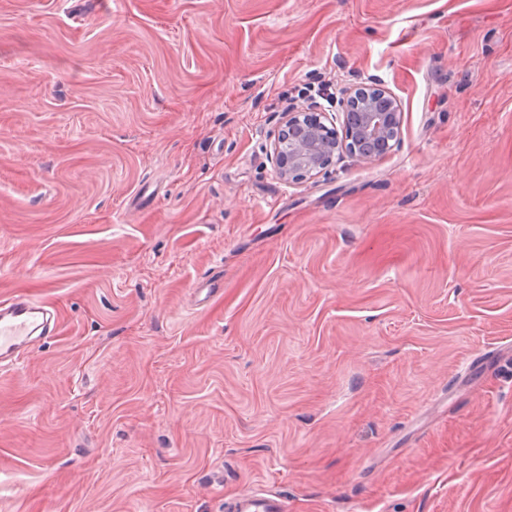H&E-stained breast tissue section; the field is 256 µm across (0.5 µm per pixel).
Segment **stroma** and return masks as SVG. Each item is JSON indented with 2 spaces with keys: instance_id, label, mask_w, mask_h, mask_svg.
Masks as SVG:
<instances>
[{
  "instance_id": "obj_1",
  "label": "stroma",
  "mask_w": 512,
  "mask_h": 512,
  "mask_svg": "<svg viewBox=\"0 0 512 512\" xmlns=\"http://www.w3.org/2000/svg\"><path fill=\"white\" fill-rule=\"evenodd\" d=\"M401 134L290 184L284 112ZM0 512H512V0H0ZM50 315L38 301L15 296L0 301V358L18 361L33 336L49 330ZM227 509L230 512H288L282 499L253 492L240 494L228 503Z\"/></svg>"
}]
</instances>
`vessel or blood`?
I'll list each match as a JSON object with an SVG mask.
<instances>
[{
	"mask_svg": "<svg viewBox=\"0 0 512 512\" xmlns=\"http://www.w3.org/2000/svg\"><path fill=\"white\" fill-rule=\"evenodd\" d=\"M50 327V315L38 301L15 296L0 301V359L18 361L32 337L41 336ZM230 512H287L280 498L240 494L229 503Z\"/></svg>",
	"mask_w": 512,
	"mask_h": 512,
	"instance_id": "1",
	"label": "vessel or blood"
}]
</instances>
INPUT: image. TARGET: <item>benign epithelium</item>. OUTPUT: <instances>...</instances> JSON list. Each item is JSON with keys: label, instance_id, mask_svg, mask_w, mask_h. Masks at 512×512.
<instances>
[{"label": "benign epithelium", "instance_id": "7a95c632", "mask_svg": "<svg viewBox=\"0 0 512 512\" xmlns=\"http://www.w3.org/2000/svg\"><path fill=\"white\" fill-rule=\"evenodd\" d=\"M341 128L329 127L311 107L285 113L281 134L273 145L275 171L290 183L315 176L335 157L347 153L370 163L387 153L400 133L401 108L379 84L343 91Z\"/></svg>", "mask_w": 512, "mask_h": 512}]
</instances>
